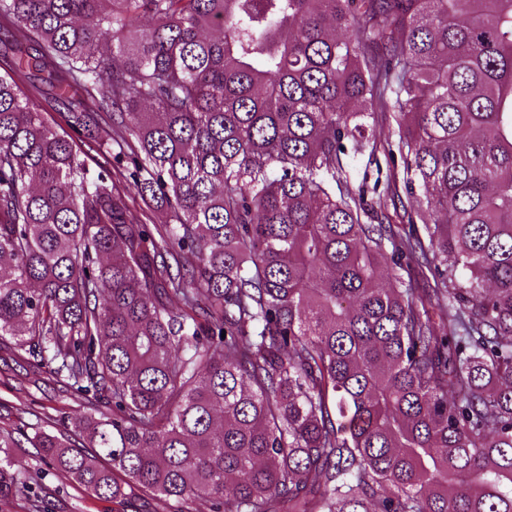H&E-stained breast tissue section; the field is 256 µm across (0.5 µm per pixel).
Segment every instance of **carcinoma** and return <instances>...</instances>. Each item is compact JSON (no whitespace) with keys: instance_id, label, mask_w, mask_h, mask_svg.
Segmentation results:
<instances>
[{"instance_id":"1","label":"carcinoma","mask_w":512,"mask_h":512,"mask_svg":"<svg viewBox=\"0 0 512 512\" xmlns=\"http://www.w3.org/2000/svg\"><path fill=\"white\" fill-rule=\"evenodd\" d=\"M0 19V344L63 378L94 449L0 430V497L28 488L8 452L27 442L119 502L512 512V0H0ZM35 72L125 185L84 177L22 92ZM378 112L420 183L400 240L381 200L314 177L377 144Z\"/></svg>"}]
</instances>
